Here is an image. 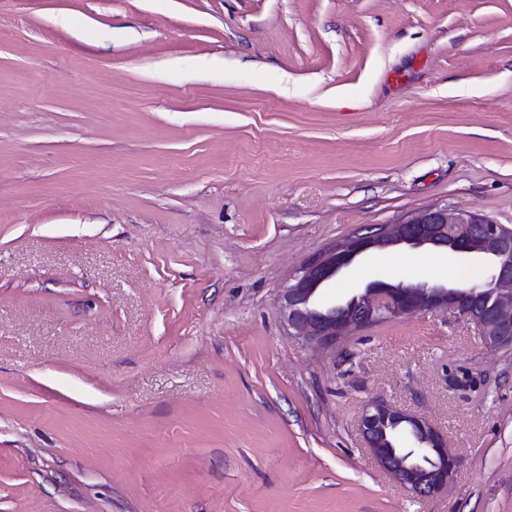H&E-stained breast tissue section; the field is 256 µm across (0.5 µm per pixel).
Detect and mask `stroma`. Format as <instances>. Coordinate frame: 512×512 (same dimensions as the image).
Listing matches in <instances>:
<instances>
[{"mask_svg": "<svg viewBox=\"0 0 512 512\" xmlns=\"http://www.w3.org/2000/svg\"><path fill=\"white\" fill-rule=\"evenodd\" d=\"M429 207L512 227V0H0V512H512V348L438 310L318 351L275 302ZM487 264L370 252L316 301ZM374 398L447 491L372 461ZM359 432L364 447L396 486L420 497L443 492L460 467V459L448 452L442 432L427 419L383 400L365 405ZM400 435L410 445L403 452L395 446Z\"/></svg>", "mask_w": 512, "mask_h": 512, "instance_id": "obj_1", "label": "stroma"}]
</instances>
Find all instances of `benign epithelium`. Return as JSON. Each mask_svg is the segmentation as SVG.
Here are the masks:
<instances>
[{"mask_svg": "<svg viewBox=\"0 0 512 512\" xmlns=\"http://www.w3.org/2000/svg\"><path fill=\"white\" fill-rule=\"evenodd\" d=\"M400 247L484 254L490 266L482 279L457 287L374 281L341 303H315L318 289L360 255ZM278 304L288 336L323 350L336 348L349 332L384 317L448 308L473 322L485 343L512 347V228L475 213L437 207L399 224L363 226L306 261L280 291ZM359 432L364 447L396 486L420 497L443 492L460 467V459L448 452L445 436L427 419L382 400L365 405ZM401 435L408 444L403 452L395 446Z\"/></svg>", "mask_w": 512, "mask_h": 512, "instance_id": "1", "label": "benign epithelium"}]
</instances>
